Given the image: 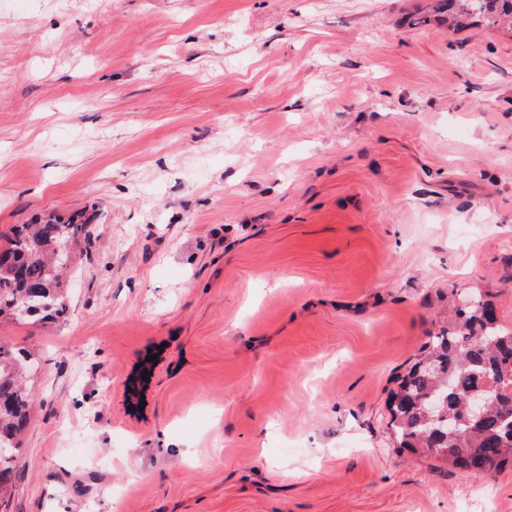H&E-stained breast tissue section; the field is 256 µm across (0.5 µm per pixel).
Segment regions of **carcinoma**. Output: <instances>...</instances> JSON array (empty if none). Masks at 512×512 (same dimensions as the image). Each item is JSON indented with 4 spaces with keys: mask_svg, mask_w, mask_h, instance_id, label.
Returning <instances> with one entry per match:
<instances>
[{
    "mask_svg": "<svg viewBox=\"0 0 512 512\" xmlns=\"http://www.w3.org/2000/svg\"><path fill=\"white\" fill-rule=\"evenodd\" d=\"M448 25L477 18L488 26H512V0H442ZM74 262L88 257L94 241L90 221L75 215L65 222L17 224L0 244V323L25 324L65 316L68 288L52 262L61 246ZM25 310L21 316L17 309ZM35 351L0 342V512H8L19 477L21 437L33 409L27 379L37 376ZM512 367V328L499 324L491 302L471 299L449 309L448 322L429 336L420 359L397 378L389 401L390 426L397 444L413 452L434 454L449 465L488 475L512 464V389L497 387ZM492 387L477 421L464 405L469 395Z\"/></svg>",
    "mask_w": 512,
    "mask_h": 512,
    "instance_id": "carcinoma-1",
    "label": "carcinoma"
}]
</instances>
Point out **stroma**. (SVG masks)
<instances>
[{"instance_id": "obj_1", "label": "stroma", "mask_w": 512, "mask_h": 512, "mask_svg": "<svg viewBox=\"0 0 512 512\" xmlns=\"http://www.w3.org/2000/svg\"><path fill=\"white\" fill-rule=\"evenodd\" d=\"M437 0H0V243L95 214L12 512H512L398 447L441 309L512 328V30ZM151 362L143 399L129 397Z\"/></svg>"}]
</instances>
